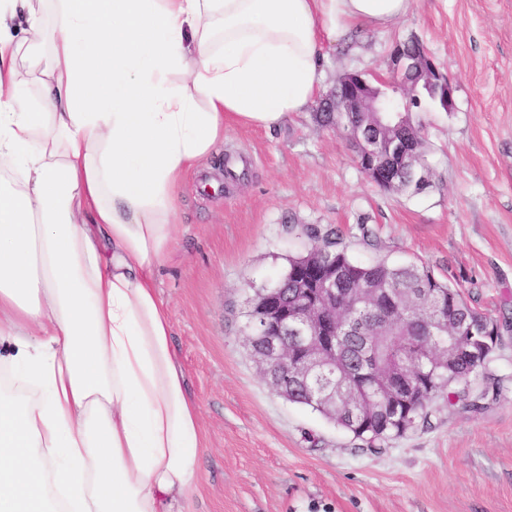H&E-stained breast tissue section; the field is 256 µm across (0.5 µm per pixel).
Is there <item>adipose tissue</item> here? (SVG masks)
I'll list each match as a JSON object with an SVG mask.
<instances>
[{"mask_svg":"<svg viewBox=\"0 0 512 512\" xmlns=\"http://www.w3.org/2000/svg\"><path fill=\"white\" fill-rule=\"evenodd\" d=\"M411 5L0 0V512H190L202 429L157 280L182 175Z\"/></svg>","mask_w":512,"mask_h":512,"instance_id":"1","label":"adipose tissue"}]
</instances>
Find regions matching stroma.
Masks as SVG:
<instances>
[{
    "instance_id": "stroma-1",
    "label": "stroma",
    "mask_w": 512,
    "mask_h": 512,
    "mask_svg": "<svg viewBox=\"0 0 512 512\" xmlns=\"http://www.w3.org/2000/svg\"><path fill=\"white\" fill-rule=\"evenodd\" d=\"M419 41L452 89L422 107L423 189L384 191L314 111L228 124L182 182L178 239L158 283L203 443L193 512H512V0H414L390 30L325 47V90L346 72L388 89L390 51ZM217 182L202 189L203 175ZM337 231L361 263H424L496 319L502 342L467 413L436 398L424 425L369 448L261 377L245 301ZM375 232L362 239L361 225Z\"/></svg>"
}]
</instances>
